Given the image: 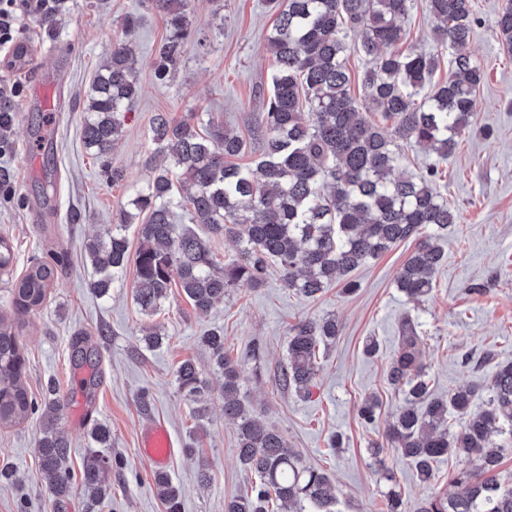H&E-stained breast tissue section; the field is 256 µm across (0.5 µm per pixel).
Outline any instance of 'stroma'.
Segmentation results:
<instances>
[{
    "mask_svg": "<svg viewBox=\"0 0 512 512\" xmlns=\"http://www.w3.org/2000/svg\"><path fill=\"white\" fill-rule=\"evenodd\" d=\"M506 3L474 0L469 50L486 73L474 127L443 162L415 145L402 146L405 171L438 166L437 186L458 215L441 242L443 261L432 291L412 301L396 286L415 248L409 240L355 271V292L335 283L306 299L273 268L262 287L232 289L206 315L176 287L154 314H145L135 300L131 265L110 295L98 296L84 245L117 223L132 185L149 180L155 113L183 121L199 112L242 135L254 131L269 95L273 58L265 44L275 12L266 0H190L191 30L204 44L189 45L176 72L163 80L154 74V59L166 19L146 0H63L53 25L37 15L20 19L14 42L25 55L0 58V77L17 85L15 95L0 98V110L9 114L0 126V236L14 247L12 271L0 276V310L10 311L13 282L30 265L55 255L60 262L43 306L19 319L23 381L37 411L21 425L0 428V512H53L37 440L39 410L54 398L61 403L56 424L70 443L73 469L97 452L112 461L111 501L93 506L90 491L76 479L63 512H166L154 490L155 472L138 447L142 431L156 422L167 426L174 442L167 475L182 491L181 512H224L225 501L250 490L237 455V423L224 416V378L200 342L213 328L223 329L224 353L239 364L250 411L279 428L304 465L330 477L338 512H387L392 483L409 510L431 493L451 492L454 461L439 464L434 479L423 483L388 448L385 479L373 464L371 444L382 439L401 403L384 376L406 320L423 338L422 361L435 393L484 383L498 364L512 362V52L502 49L497 27ZM130 14L140 22L128 31L123 20ZM402 26L404 47H435L425 0H413ZM117 38L134 52L140 92L128 107L122 137L98 157L83 145V104ZM328 314L338 334L320 347L316 382L302 397L278 382L287 336L298 322ZM152 326L164 335L154 349L143 341ZM77 332L91 337L100 356L102 379L91 403L81 385L84 373L71 358ZM372 338L379 350L370 355L365 345ZM187 359L210 388L200 423L176 383V368ZM370 396L381 407L369 427L357 407ZM93 420L111 429L109 448L99 449L92 439ZM335 435L340 445H332Z\"/></svg>",
    "mask_w": 512,
    "mask_h": 512,
    "instance_id": "35a3bbf8",
    "label": "stroma"
}]
</instances>
